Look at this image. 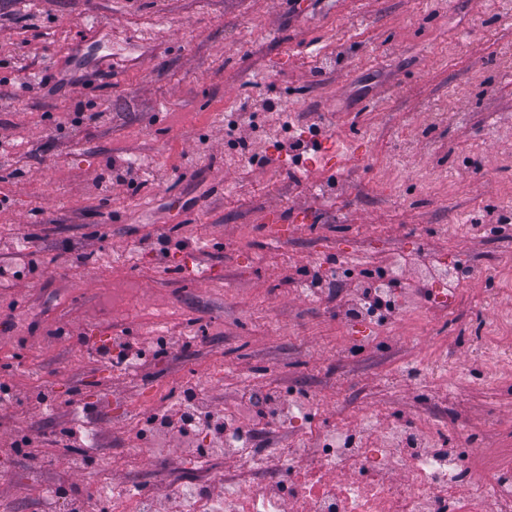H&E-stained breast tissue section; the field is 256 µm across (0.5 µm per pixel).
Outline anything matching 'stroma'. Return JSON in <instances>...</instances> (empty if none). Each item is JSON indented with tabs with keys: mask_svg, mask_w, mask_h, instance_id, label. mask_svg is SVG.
<instances>
[{
	"mask_svg": "<svg viewBox=\"0 0 512 512\" xmlns=\"http://www.w3.org/2000/svg\"><path fill=\"white\" fill-rule=\"evenodd\" d=\"M0 381L55 409H0V440L46 436L51 468L0 457V512H48L41 485L92 512L75 470L73 408L98 428L97 465L129 471L135 419L206 380L204 398L253 418L246 387L298 392L308 419L379 425L459 420L483 448H512V376L479 351L512 318V0H0ZM54 69L61 83L26 91ZM111 70V84L99 74ZM271 98L274 114L239 121ZM249 153L229 144V130ZM303 139L296 156L290 145ZM152 158L139 185L97 188L111 164ZM410 256L386 322L351 320L347 286L318 307L286 274L364 269ZM464 262L449 292L420 269ZM189 351L135 375L101 349L152 344L150 317ZM464 361L430 384L411 371Z\"/></svg>",
	"mask_w": 512,
	"mask_h": 512,
	"instance_id": "obj_1",
	"label": "stroma"
}]
</instances>
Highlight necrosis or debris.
I'll return each instance as SVG.
<instances>
[{"mask_svg":"<svg viewBox=\"0 0 512 512\" xmlns=\"http://www.w3.org/2000/svg\"><path fill=\"white\" fill-rule=\"evenodd\" d=\"M373 425L364 416L355 430L303 428L301 449L274 462L256 452L246 423L244 438L228 430L220 435L222 447L242 451L236 469L213 467L204 456L189 481L165 474L162 451L149 443L133 451L149 457V465L135 467L121 487L105 475L96 485L112 512H156L151 486L161 476L182 498L183 512H285L288 504L293 512H512V455L500 461L495 451L471 445L456 457L440 455L435 447L446 427L418 418L392 422L380 432V447L372 448L357 433ZM393 461L403 477L388 481L381 471ZM462 484L469 487L463 498L457 494ZM215 485L223 486V497L211 495Z\"/></svg>","mask_w":512,"mask_h":512,"instance_id":"necrosis-or-debris-1","label":"necrosis or debris"}]
</instances>
